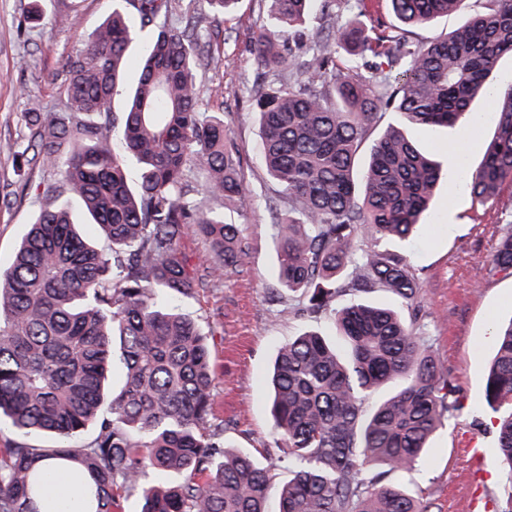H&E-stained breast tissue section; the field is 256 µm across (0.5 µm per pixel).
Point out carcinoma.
I'll return each instance as SVG.
<instances>
[{"label":"carcinoma","instance_id":"1","mask_svg":"<svg viewBox=\"0 0 512 512\" xmlns=\"http://www.w3.org/2000/svg\"><path fill=\"white\" fill-rule=\"evenodd\" d=\"M114 2L68 63L64 111L32 104L30 139L14 150L17 172H55L107 246L86 240L51 196L12 264L0 268V429L17 436L0 448V512H122L131 493L143 498L142 512H269L274 474L226 451L224 431L212 427L205 337L163 303L247 263L240 225L212 200L270 210L279 268L271 294L302 299L296 313L333 317L339 339L304 332L278 349L271 404L288 470L278 512H429L385 481L414 467L460 410L453 379L415 332L422 285L399 249L429 210L441 169L401 127H452L488 95L489 75L512 56V0H493L425 44L411 29L460 11L464 0H390L401 27L389 36L362 19L314 32V20L336 16L341 0H272L270 27L256 40L265 81L250 90L271 195L243 181L224 115L201 107L196 72L214 56L194 0ZM136 45L140 76L118 123L112 99ZM339 50L346 56L338 64ZM497 111L470 186L478 204L512 180V84ZM389 112L395 120L357 172L370 126ZM131 158L140 170L134 186ZM191 226L209 247L201 271L181 250ZM369 236L395 249L370 247ZM492 271H512V228ZM374 288L388 289L412 319L360 300L336 307L339 297ZM494 336L484 397L498 414V456L512 468V320ZM117 355L125 374L114 393ZM391 383L399 390L365 412L372 393ZM92 426L88 443L73 444ZM39 435L58 445L31 443ZM167 472L182 480H149ZM64 476L79 495L57 490Z\"/></svg>","mask_w":512,"mask_h":512}]
</instances>
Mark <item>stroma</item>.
I'll use <instances>...</instances> for the list:
<instances>
[{"instance_id": "35a3bbf8", "label": "stroma", "mask_w": 512, "mask_h": 512, "mask_svg": "<svg viewBox=\"0 0 512 512\" xmlns=\"http://www.w3.org/2000/svg\"><path fill=\"white\" fill-rule=\"evenodd\" d=\"M42 14L38 27L26 25L32 4ZM208 15L212 48L223 64L198 70L201 104L223 113L240 155V174L256 185L266 181L261 132L247 90L258 77L255 37L271 14V0H239L235 12L208 14L206 0H195ZM113 0H0V267H8L15 247L38 211L52 174L33 168L15 172L10 150L26 133L31 102L45 110L64 108L65 63L84 46L85 36L112 13ZM481 128L468 144L465 173L473 175L492 140L497 114L492 102L474 101ZM408 139L441 162L442 178L455 180L448 148L461 131L456 127L408 125ZM512 212V182L497 197L473 204L468 184L457 194L438 191L433 213L405 248L423 283L421 330L454 379L460 411L432 437L426 454L411 470L391 474L423 498L430 512H467L470 498L487 499L492 512H512V477L496 462L497 415L484 401L486 371L495 355L493 326L512 319V273L490 274L498 241ZM241 225L250 258L243 270L197 289L171 304L193 318L206 336L215 373L213 421L224 428L229 451L254 456L276 467L280 452L273 444L267 376L279 346L307 330L334 338L328 319L287 314L268 290L278 276L272 228L264 207L226 212Z\"/></svg>"}]
</instances>
